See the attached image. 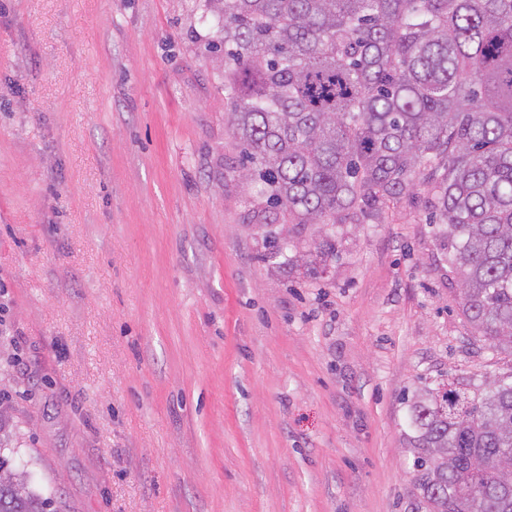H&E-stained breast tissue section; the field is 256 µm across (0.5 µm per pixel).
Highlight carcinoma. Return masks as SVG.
Wrapping results in <instances>:
<instances>
[{"mask_svg":"<svg viewBox=\"0 0 512 512\" xmlns=\"http://www.w3.org/2000/svg\"><path fill=\"white\" fill-rule=\"evenodd\" d=\"M220 36L239 175L299 224L335 226L427 174L462 310L512 347V0H203ZM263 231L265 261L286 256ZM332 234L316 257L334 255ZM426 512H512V379L409 405ZM0 441V512H56Z\"/></svg>","mask_w":512,"mask_h":512,"instance_id":"cac0c4a2","label":"carcinoma"}]
</instances>
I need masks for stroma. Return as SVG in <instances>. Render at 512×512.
Instances as JSON below:
<instances>
[{
    "label": "stroma",
    "instance_id": "1",
    "mask_svg": "<svg viewBox=\"0 0 512 512\" xmlns=\"http://www.w3.org/2000/svg\"><path fill=\"white\" fill-rule=\"evenodd\" d=\"M200 0H0V440L58 512H425L408 402L488 387L430 186L319 232L237 174Z\"/></svg>",
    "mask_w": 512,
    "mask_h": 512
}]
</instances>
